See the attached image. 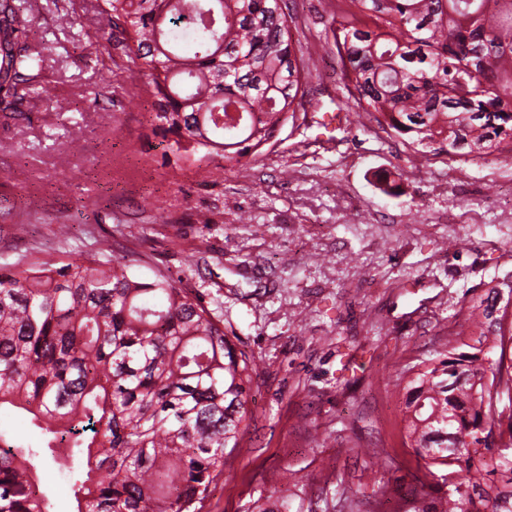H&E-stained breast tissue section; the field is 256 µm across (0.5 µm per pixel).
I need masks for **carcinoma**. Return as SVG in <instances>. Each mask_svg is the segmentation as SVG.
<instances>
[{"mask_svg": "<svg viewBox=\"0 0 512 512\" xmlns=\"http://www.w3.org/2000/svg\"><path fill=\"white\" fill-rule=\"evenodd\" d=\"M37 0H0V112H21L51 43ZM192 10V42L174 27ZM109 36L145 77L165 153L203 176L249 157L305 108L312 72L282 0H100ZM330 27L354 108L421 153H512V0H342ZM512 288H491L408 367L401 423L417 488L379 480L349 512H512ZM255 357L168 277L78 255L0 267V408L30 415L71 477L72 512H203L225 450L253 418ZM351 453L382 464L383 448ZM37 452L0 432V512H51ZM252 512H292L286 495Z\"/></svg>", "mask_w": 512, "mask_h": 512, "instance_id": "carcinoma-1", "label": "carcinoma"}]
</instances>
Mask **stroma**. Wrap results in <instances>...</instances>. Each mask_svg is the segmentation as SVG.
<instances>
[{"label":"stroma","instance_id":"1","mask_svg":"<svg viewBox=\"0 0 512 512\" xmlns=\"http://www.w3.org/2000/svg\"><path fill=\"white\" fill-rule=\"evenodd\" d=\"M285 3L316 104L246 173L218 160L203 182L163 157L143 77L108 43L97 0H40L32 36L65 54L46 61L29 108L0 112V172L15 174L0 180V267L123 258L217 310L256 357L253 421L204 512H251L282 487L298 512H340L342 493L371 495L380 477L411 483L403 371L435 358L458 314L512 276V156L421 155L366 114L326 131L323 114L352 105L323 40L332 10ZM60 7L78 18L72 32L56 26ZM0 431L54 471L27 415L0 414ZM360 440L389 451L385 468L350 453Z\"/></svg>","mask_w":512,"mask_h":512}]
</instances>
